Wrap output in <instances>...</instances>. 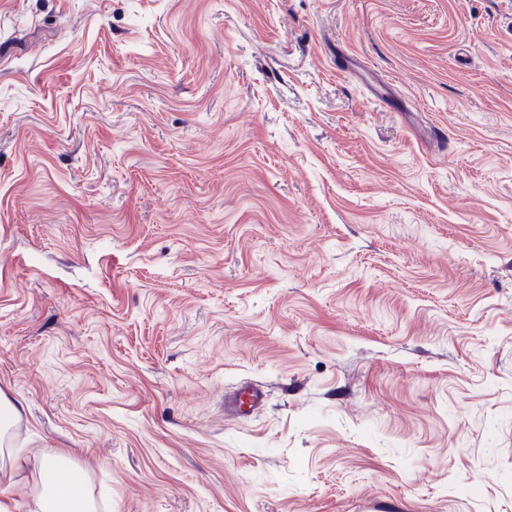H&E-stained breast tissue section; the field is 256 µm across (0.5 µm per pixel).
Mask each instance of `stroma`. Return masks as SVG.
<instances>
[{"label":"stroma","instance_id":"1","mask_svg":"<svg viewBox=\"0 0 512 512\" xmlns=\"http://www.w3.org/2000/svg\"><path fill=\"white\" fill-rule=\"evenodd\" d=\"M0 393L97 512H512V0H0Z\"/></svg>","mask_w":512,"mask_h":512}]
</instances>
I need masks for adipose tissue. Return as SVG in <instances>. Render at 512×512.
<instances>
[{
    "label": "adipose tissue",
    "instance_id": "ef3b65f1",
    "mask_svg": "<svg viewBox=\"0 0 512 512\" xmlns=\"http://www.w3.org/2000/svg\"><path fill=\"white\" fill-rule=\"evenodd\" d=\"M39 485L32 512H95L93 499L85 492L84 474L65 455L34 460Z\"/></svg>",
    "mask_w": 512,
    "mask_h": 512
}]
</instances>
